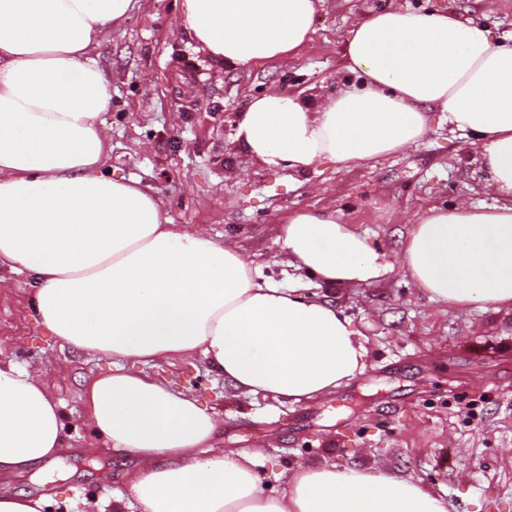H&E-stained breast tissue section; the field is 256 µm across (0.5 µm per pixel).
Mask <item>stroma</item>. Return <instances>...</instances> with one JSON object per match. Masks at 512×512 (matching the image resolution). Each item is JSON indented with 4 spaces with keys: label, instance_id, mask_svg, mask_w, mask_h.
Segmentation results:
<instances>
[{
    "label": "stroma",
    "instance_id": "35a3bbf8",
    "mask_svg": "<svg viewBox=\"0 0 512 512\" xmlns=\"http://www.w3.org/2000/svg\"><path fill=\"white\" fill-rule=\"evenodd\" d=\"M390 3L450 9L478 20L496 41L512 39V0L491 11L478 0H325L311 43L295 57L233 69L199 52L179 29L180 0H142L97 58L112 82V105L103 115L107 170L149 184L172 223L242 247L264 276L286 288L295 272L284 264L273 228L289 211H338L394 253L416 211L462 198L490 203L466 138L444 126L405 153L366 166L327 162L302 175L240 170L236 127L225 113L243 112L272 87L303 96L335 93L351 78L344 34ZM137 141L143 150H134ZM0 278L7 282L0 288V360L42 364L63 405L65 435L59 459L6 487L45 495L47 512L66 500L111 512L124 490L122 468L110 451L87 449L84 392L112 361L60 346L35 322L25 276L1 265ZM331 297L361 332L368 354L365 373L329 399L242 401L197 360L144 371L195 390L221 411L225 447L266 440L257 465L266 490H283L280 473L304 460L421 481L447 500L448 512H512V311H441L398 265L374 285L339 288Z\"/></svg>",
    "mask_w": 512,
    "mask_h": 512
}]
</instances>
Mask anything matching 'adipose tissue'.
<instances>
[{
	"label": "adipose tissue",
	"mask_w": 512,
	"mask_h": 512,
	"mask_svg": "<svg viewBox=\"0 0 512 512\" xmlns=\"http://www.w3.org/2000/svg\"><path fill=\"white\" fill-rule=\"evenodd\" d=\"M135 2L0 0V264L28 273L32 314L62 345L122 361L91 380L85 414L93 447L127 464L113 512H448L420 482L354 466L300 462L267 492L260 447H225L199 395L141 372L199 359L239 397L299 403L363 374L367 350L332 300L280 287L240 248L172 224L151 187L104 173L112 84L95 55ZM323 2L181 0L178 25L240 68L296 55ZM344 53L359 84L250 100L242 170L377 162L425 140L437 112L471 135L497 201L415 213L394 259L336 211H293L275 227L288 266L334 289L398 261L450 310H512V46L455 13L389 5L354 24ZM42 373L0 360V480L63 448Z\"/></svg>",
	"instance_id": "1"
}]
</instances>
